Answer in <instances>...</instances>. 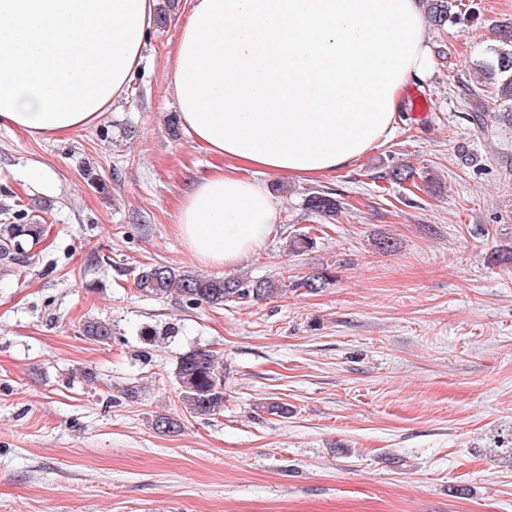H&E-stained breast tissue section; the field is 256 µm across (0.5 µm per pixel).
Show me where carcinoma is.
I'll return each instance as SVG.
<instances>
[{
    "instance_id": "obj_1",
    "label": "carcinoma",
    "mask_w": 512,
    "mask_h": 512,
    "mask_svg": "<svg viewBox=\"0 0 512 512\" xmlns=\"http://www.w3.org/2000/svg\"><path fill=\"white\" fill-rule=\"evenodd\" d=\"M431 22L443 26L451 13L450 0H426ZM501 47L495 57L483 66L481 73L493 81L497 98L512 100V28L501 31ZM306 209L322 217H332L340 208V201L328 192H314L305 199ZM0 282L7 276H18L28 266L31 256L28 246L39 241L46 232L43 224H17L18 215L7 208L0 210ZM334 275L323 269L292 282L285 279L248 280L242 277L203 276L188 270H179L164 263L144 265L135 276V286L147 297L174 299L189 305L217 307L232 301L259 302L303 288L317 292L333 281ZM90 340L103 342L111 338L112 326L91 320L82 328ZM175 378L178 397L183 409L192 417L205 419L224 410V370L213 351L204 348L188 350L178 357ZM155 431L161 435L175 434L182 428L180 420L171 414L160 413L153 419Z\"/></svg>"
}]
</instances>
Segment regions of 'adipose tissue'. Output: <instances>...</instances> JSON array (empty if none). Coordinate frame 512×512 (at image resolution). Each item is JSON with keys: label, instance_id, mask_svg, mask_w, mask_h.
<instances>
[{"label": "adipose tissue", "instance_id": "obj_1", "mask_svg": "<svg viewBox=\"0 0 512 512\" xmlns=\"http://www.w3.org/2000/svg\"><path fill=\"white\" fill-rule=\"evenodd\" d=\"M166 61L186 135L231 168L198 180L177 229L234 267L280 212L261 177L316 179L395 130L432 59L419 0H188ZM156 0H0V126L35 140L87 127L129 90Z\"/></svg>", "mask_w": 512, "mask_h": 512}]
</instances>
